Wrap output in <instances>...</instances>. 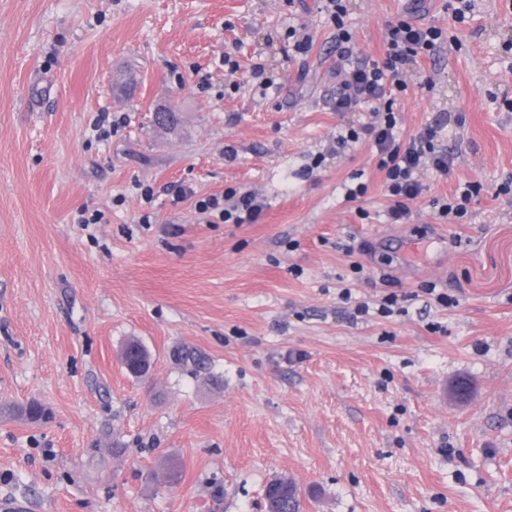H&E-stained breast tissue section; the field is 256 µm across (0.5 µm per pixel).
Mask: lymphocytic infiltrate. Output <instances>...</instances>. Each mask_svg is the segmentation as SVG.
I'll list each match as a JSON object with an SVG mask.
<instances>
[{
    "label": "lymphocytic infiltrate",
    "mask_w": 512,
    "mask_h": 512,
    "mask_svg": "<svg viewBox=\"0 0 512 512\" xmlns=\"http://www.w3.org/2000/svg\"><path fill=\"white\" fill-rule=\"evenodd\" d=\"M446 39V32L432 25H417L406 19L390 24L384 59L346 70L335 100L339 112H355L366 105L374 108L375 122L349 130L348 138L354 143L366 139L375 147L390 199L387 214L394 224L405 223L410 203L426 190L417 177L421 168H430L442 179L448 178L454 168L453 155L438 145V125L430 123L414 135L401 137L393 109L395 93L405 88L403 74ZM196 206L201 212L217 213L224 223L237 225L256 223L263 211L254 193L234 189L199 200Z\"/></svg>",
    "instance_id": "f902f5d3"
}]
</instances>
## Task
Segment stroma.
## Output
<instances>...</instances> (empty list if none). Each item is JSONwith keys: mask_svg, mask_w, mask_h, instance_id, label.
Instances as JSON below:
<instances>
[{"mask_svg": "<svg viewBox=\"0 0 512 512\" xmlns=\"http://www.w3.org/2000/svg\"><path fill=\"white\" fill-rule=\"evenodd\" d=\"M344 4L349 58L321 0H0V500L265 512L285 477L302 512H512V0L462 24L446 0ZM401 16L459 38L394 106L403 135L442 123L455 174L422 169L392 224L371 143H336L372 109L333 104ZM469 182L466 215H441ZM228 188L265 200L257 223L196 209ZM387 289L405 313L356 314ZM32 400L49 422L9 414ZM130 343V344H129ZM127 343V347L124 350L123 356L121 357V363L125 366L130 374H132L136 378H145L147 377L150 367H151V357L149 352L144 354L142 358H138L137 355H132L130 351V347H136L139 343L129 342ZM142 362V365H141Z\"/></svg>", "mask_w": 512, "mask_h": 512, "instance_id": "35a3bbf8", "label": "stroma"}]
</instances>
